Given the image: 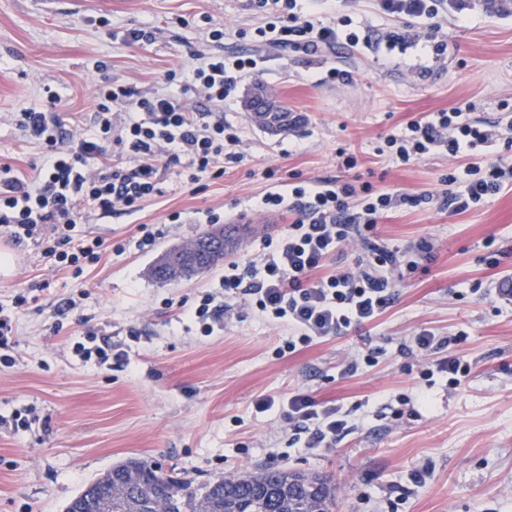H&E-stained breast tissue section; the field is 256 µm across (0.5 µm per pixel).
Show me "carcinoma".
<instances>
[{
	"label": "carcinoma",
	"mask_w": 512,
	"mask_h": 512,
	"mask_svg": "<svg viewBox=\"0 0 512 512\" xmlns=\"http://www.w3.org/2000/svg\"><path fill=\"white\" fill-rule=\"evenodd\" d=\"M296 123L288 107L269 113L267 125L285 131ZM220 227L197 236L194 250L174 246L151 267V276L171 282L217 265L226 253L215 245ZM98 477L88 493L112 494L118 508L140 512H336V484L327 475L255 467L196 483L168 473L146 459L131 457Z\"/></svg>",
	"instance_id": "cac0c4a2"
}]
</instances>
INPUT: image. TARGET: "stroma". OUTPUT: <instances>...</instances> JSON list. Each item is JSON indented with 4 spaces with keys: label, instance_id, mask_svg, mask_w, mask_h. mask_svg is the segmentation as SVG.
Here are the masks:
<instances>
[{
    "label": "stroma",
    "instance_id": "stroma-1",
    "mask_svg": "<svg viewBox=\"0 0 512 512\" xmlns=\"http://www.w3.org/2000/svg\"><path fill=\"white\" fill-rule=\"evenodd\" d=\"M325 15L349 16L379 35L411 34L410 19L378 14L373 0H326ZM245 0H0V161L40 163L42 148L24 140L12 113L41 108L55 94L66 117L93 110L95 91L111 80L142 92L163 88L168 71L193 66L208 51L207 24L223 27L228 54H259L258 75L225 100L226 122L240 128L242 162L223 178L203 179L197 193L168 178L164 196L133 215L119 211L78 225L76 239L99 238L101 258L81 274L45 269L41 249L0 239V308L15 320L7 356H0V512H64L68 502L106 470L130 457L205 481L244 467H283L328 473L336 483V512H384L394 487H407L402 512H512V187L463 213L439 210L448 191L440 176L448 160L433 156L405 166L378 149L388 135L430 112L464 103L494 118L512 106V13L485 12L481 0L466 21L448 23L432 43L371 51L339 45L314 52L268 50L239 38L261 21ZM151 26L150 42L121 35ZM347 72L330 78L329 69ZM304 115L296 129L272 134L257 126L244 101L255 88ZM358 158L353 169L336 153ZM290 182L337 178L376 193H425L432 203L381 216L376 235L406 248L433 246L430 260L405 270L395 299L378 319L295 353L277 356L287 335L244 305L224 316L212 335L181 314L217 284L223 266L172 283L149 270L169 247L205 231L200 213L232 218L254 212L246 239L231 260L248 263L285 230L258 202L270 185L265 173ZM182 221L168 223L172 212ZM159 224L164 235L151 252L138 251V225ZM124 251H115L116 242ZM24 295L22 307L12 304ZM76 307L65 316L64 302ZM139 339H130L128 328ZM424 330L462 334L457 351L472 370L457 388L446 374L423 380L413 338ZM110 338L126 360L84 361L73 350L86 334ZM379 348L376 365L340 376L346 355ZM303 392L319 402L352 407L357 427L335 450L290 443L281 408L258 412L262 397ZM412 413L395 418L403 398ZM28 425L15 428L16 412ZM430 466L425 485L411 471Z\"/></svg>",
    "mask_w": 512,
    "mask_h": 512
}]
</instances>
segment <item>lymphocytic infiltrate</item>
I'll return each mask as SVG.
<instances>
[{
	"label": "lymphocytic infiltrate",
	"mask_w": 512,
	"mask_h": 512,
	"mask_svg": "<svg viewBox=\"0 0 512 512\" xmlns=\"http://www.w3.org/2000/svg\"><path fill=\"white\" fill-rule=\"evenodd\" d=\"M469 4L376 0L380 14L407 17L426 27L441 17L463 20ZM261 7L264 21L251 36L272 48L314 51L368 41L364 30L353 27L347 17L326 23L315 12L298 13L297 0H262ZM258 71L255 57L227 58L210 51L197 53L184 80L168 73L160 92L142 95L106 84L77 134L67 130L58 113H15L16 127L42 146L44 157L31 174L0 162V234L15 244L36 243L53 272L99 261L101 240L74 244L77 225L115 209L138 213L147 201L163 195L168 175L193 186L205 177L221 178L225 165L241 162V132L225 122L219 109L241 81ZM192 97L197 100L193 106L188 103ZM472 109L468 103L430 113L385 140L393 163L407 165L432 155L453 163L452 172L441 180L450 187L443 205L455 213L481 205L512 185L508 157L457 168V160L474 151L512 146L511 113L482 121L471 118ZM429 201V195L411 193L359 198L351 183L338 180H301L284 191L270 188L261 207L286 216L287 229L248 265H225L217 291L203 294L191 315L209 336L234 304L244 303L267 323L287 331L288 339L278 349L282 355L372 322L393 302L401 251L380 246L371 233L382 214ZM355 244L361 251L353 270H328L332 255ZM286 407L293 439L308 448L333 449L350 428V412L341 405H321L309 395L294 394Z\"/></svg>",
	"instance_id": "lymphocytic-infiltrate-1"
}]
</instances>
